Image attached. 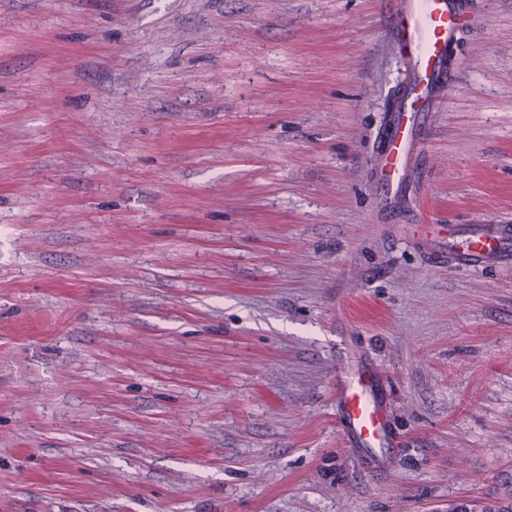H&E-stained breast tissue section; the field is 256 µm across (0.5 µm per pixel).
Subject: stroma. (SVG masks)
<instances>
[{
    "label": "stroma",
    "mask_w": 512,
    "mask_h": 512,
    "mask_svg": "<svg viewBox=\"0 0 512 512\" xmlns=\"http://www.w3.org/2000/svg\"><path fill=\"white\" fill-rule=\"evenodd\" d=\"M403 203L397 0H0V512L512 497V0H464ZM386 381L369 471L337 360ZM472 224L459 235L448 232V242L440 243L435 249L438 259L446 254L454 264L461 266L509 265L512 263V225Z\"/></svg>",
    "instance_id": "35a3bbf8"
}]
</instances>
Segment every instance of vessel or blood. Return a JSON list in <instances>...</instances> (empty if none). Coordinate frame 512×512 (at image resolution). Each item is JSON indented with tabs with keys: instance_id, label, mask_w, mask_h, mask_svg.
Masks as SVG:
<instances>
[{
	"instance_id": "b4317fda",
	"label": "vessel or blood",
	"mask_w": 512,
	"mask_h": 512,
	"mask_svg": "<svg viewBox=\"0 0 512 512\" xmlns=\"http://www.w3.org/2000/svg\"><path fill=\"white\" fill-rule=\"evenodd\" d=\"M461 14L460 0H401L394 16L393 29L408 56L410 74L386 116L383 147L372 172L390 198L405 191L407 170L420 148L421 116L448 88V44ZM436 253L461 266L510 264L512 225L473 224L460 233L449 231ZM335 397L347 447L370 468L383 469L400 438L388 418L387 389L379 372L367 364L338 369Z\"/></svg>"
}]
</instances>
